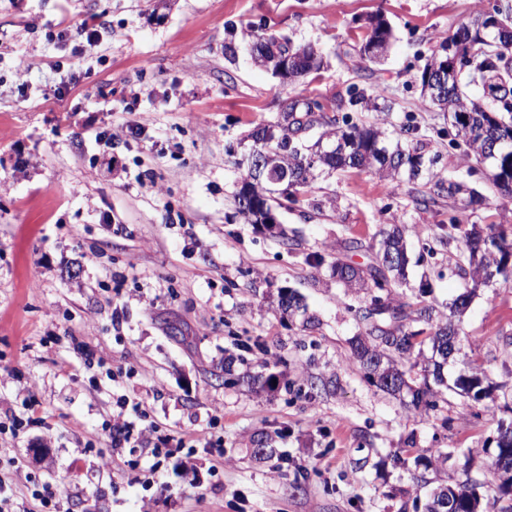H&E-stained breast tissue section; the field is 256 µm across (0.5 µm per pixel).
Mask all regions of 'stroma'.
<instances>
[{"label": "stroma", "mask_w": 512, "mask_h": 512, "mask_svg": "<svg viewBox=\"0 0 512 512\" xmlns=\"http://www.w3.org/2000/svg\"><path fill=\"white\" fill-rule=\"evenodd\" d=\"M478 0H0V474L30 512L51 486L63 512H403L421 492L391 451L450 448L437 479L467 452L488 461L497 420L512 421V274L476 290L458 328L449 373L472 363L497 383L473 417L446 392L430 418L364 377L351 360L357 294L330 261L374 262L378 232L405 227L420 265L411 287L434 285L440 313L463 291L457 241L439 239L454 213L442 197L416 202L415 184L366 171L318 176L277 213L280 234L244 223L234 195L255 126L283 100L331 103L350 89L387 90L388 134L418 128L440 156L441 179L466 174L421 95L435 36L467 23ZM383 13L396 40L384 62L355 51L365 21ZM93 17L103 39L63 44L62 27ZM311 45L325 64L282 87L249 56L251 30ZM31 63L17 77V58ZM67 57L72 69H56ZM141 128L134 140L125 128ZM112 134L111 147L96 144ZM113 158L106 167L105 158ZM467 175V174H466ZM470 177V176H469ZM483 205L463 224L512 221V198L480 176ZM290 245H283V238ZM357 239L360 250L345 251ZM317 253L324 264L308 263ZM301 295L319 325L283 317L280 293ZM179 327L183 341L169 335ZM288 385L242 384L259 370ZM127 397L142 446L113 455L104 426ZM168 434L195 447L154 457ZM274 436L272 459L256 450ZM43 456H35V449ZM113 455L102 466L101 455Z\"/></svg>", "instance_id": "obj_1"}]
</instances>
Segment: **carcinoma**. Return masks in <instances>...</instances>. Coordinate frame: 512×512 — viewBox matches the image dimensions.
Listing matches in <instances>:
<instances>
[{"label":"carcinoma","instance_id":"carcinoma-1","mask_svg":"<svg viewBox=\"0 0 512 512\" xmlns=\"http://www.w3.org/2000/svg\"><path fill=\"white\" fill-rule=\"evenodd\" d=\"M481 14L482 11H477L470 23L454 33L461 64L448 87L436 94L429 90L432 79L447 60L441 50L448 41L446 37L433 42L420 82L430 104L448 114L449 143L460 150L462 159L488 166L497 173L489 180L491 188L512 195V68L506 61L512 44L503 42L500 30L483 26ZM369 27L370 33L358 53L361 58L376 62L389 52L393 30L380 12L369 18ZM253 42L280 45L292 57L288 69L299 78L320 70L323 65L318 56L307 64H297L293 56L298 49L284 36L256 35ZM467 84L481 85L482 98L474 100L465 96L462 86ZM384 93V89L374 87L368 92L349 90L348 98L337 99L330 108L318 100H286L278 124L256 128L251 139L255 143L265 138L272 140V147L280 152L281 162L288 169V178L274 185L267 175L248 171L252 198L245 203L241 192H236L238 212L248 223L256 224L259 218L283 207L285 202L299 203L318 168L332 172L375 170L393 180L403 176L413 183L421 180L417 202L425 208L444 196L460 200L465 208L481 202L478 192L465 183L435 178L433 168L439 155L429 153L427 143L418 136H410L409 130L403 131L407 143L391 148L382 138L380 127L353 121L352 112L382 111L379 100L384 98ZM314 131L318 132V139L331 144L315 161L304 145ZM446 228V237L459 243L456 267L460 277L488 280L504 272L512 262V241L503 233L484 237L474 229L463 231L454 215L448 218ZM380 236L376 262L360 268L336 259L331 265L337 282L364 294L363 303L357 307L351 305L349 310L361 327L351 343V354L362 366L365 377L373 386L394 395L408 391L412 406L425 417L437 410L436 397L445 390L477 402L487 398L495 384L482 372L471 369L448 381L445 374L448 361L440 351L448 346V336L458 335V329L448 321L437 320L433 314V307L426 300L432 293V284L422 280L418 288L407 290L406 272L387 264V251L404 250V228L395 224L381 231ZM279 308L290 316L306 310L302 297L293 292L280 298ZM428 345L432 356L426 359L424 348ZM452 453L451 448L446 452L438 448L409 460L399 451L394 458L404 465L413 462L417 470H427L436 460ZM480 488L482 484L467 470L464 479L440 484L424 505L415 499L412 507L414 512H448L442 503L450 498L457 504L456 512H483ZM487 505L492 512H512V475L497 485Z\"/></svg>","mask_w":512,"mask_h":512}]
</instances>
